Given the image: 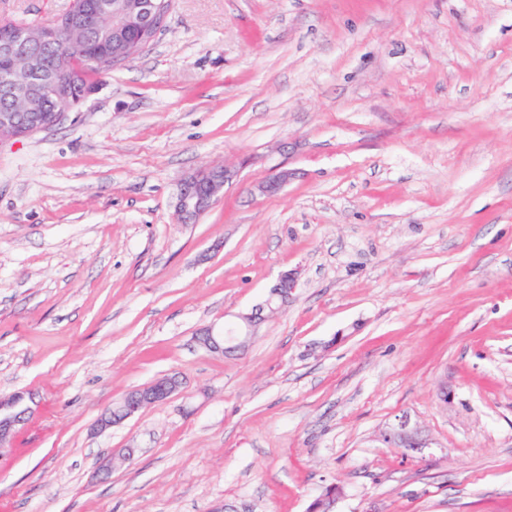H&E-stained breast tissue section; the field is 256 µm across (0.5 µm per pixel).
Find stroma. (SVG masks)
<instances>
[{
    "instance_id": "obj_1",
    "label": "stroma",
    "mask_w": 512,
    "mask_h": 512,
    "mask_svg": "<svg viewBox=\"0 0 512 512\" xmlns=\"http://www.w3.org/2000/svg\"><path fill=\"white\" fill-rule=\"evenodd\" d=\"M94 81L0 144V397L32 399L0 512H307L333 485L336 512H512V0H175ZM287 271L244 351L197 343ZM237 176L226 166L203 168L184 177L179 185L175 214L180 224L195 223L223 194L224 186ZM294 173L285 168H279L257 185V190L267 196L277 195L293 178ZM180 387L176 377H164L127 392L121 402L105 409L97 419L99 430L118 425L139 410L168 399Z\"/></svg>"
}]
</instances>
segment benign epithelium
<instances>
[{"mask_svg":"<svg viewBox=\"0 0 512 512\" xmlns=\"http://www.w3.org/2000/svg\"><path fill=\"white\" fill-rule=\"evenodd\" d=\"M173 0H101L93 10L71 7L48 23L27 25L12 23L0 40V53L12 60V68L0 80V144L32 136L60 124L86 98L81 87L82 58L85 42L74 39L77 34L104 30L103 19L112 17V46L97 60L98 67L111 70L140 54L156 37L172 10ZM64 45L65 53L51 61L40 49L48 45ZM237 171L226 166L203 168L184 177L179 185L175 214L180 224H192L204 215L223 194L226 183ZM294 173L279 168L257 185V190L273 196L293 178ZM292 272H284L270 290L265 304L240 316L234 329L217 331L205 328L197 342L213 352L241 349L266 319L264 311L288 304L295 288ZM180 387L175 377H164L127 392L121 402L105 409L97 419L100 430L109 429L139 410L168 399ZM22 392L0 398V459L11 452L16 428L26 421L29 408ZM384 441L404 448H418L416 439L401 432L387 433ZM341 490L328 487L309 506L308 512H336Z\"/></svg>","mask_w":512,"mask_h":512,"instance_id":"1","label":"benign epithelium"}]
</instances>
